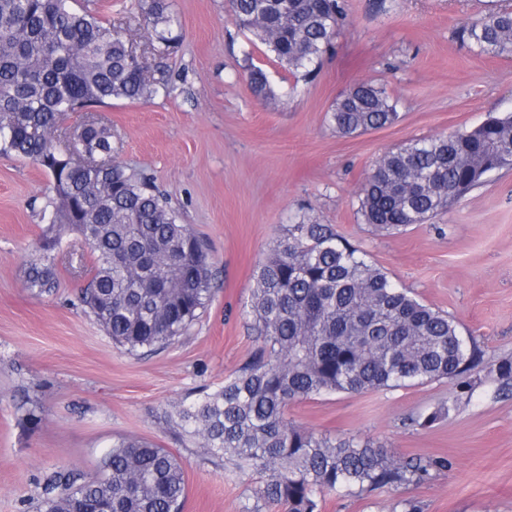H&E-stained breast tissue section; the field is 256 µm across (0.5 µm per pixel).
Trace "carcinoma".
Returning a JSON list of instances; mask_svg holds the SVG:
<instances>
[{
	"instance_id": "1",
	"label": "carcinoma",
	"mask_w": 512,
	"mask_h": 512,
	"mask_svg": "<svg viewBox=\"0 0 512 512\" xmlns=\"http://www.w3.org/2000/svg\"><path fill=\"white\" fill-rule=\"evenodd\" d=\"M232 20L290 70L312 72L335 50L347 0H229ZM152 49L177 47L179 20L167 0H139ZM479 55L512 54V7L490 4L456 30ZM251 91L275 97L265 73L249 70ZM171 78L134 54L124 28L78 0H0V154L27 159L55 192L40 257L27 270L37 294L58 285L52 254L75 232L89 245L83 305L112 341L134 353L182 336L204 309L215 274L204 242L179 220L144 171L112 155V100L147 102L170 93ZM76 112L77 126H66ZM399 118L385 88L362 83L336 100L330 122L350 136ZM512 166V114L474 128L421 137L385 152L359 196L377 229L424 224ZM246 323L260 343L224 384L167 414L211 455L261 475L248 512H321L326 494H362L420 483L445 460L398 457L370 440L318 435L288 421V406L329 393L459 380L479 359L473 337L418 300L366 254L314 221L288 225L259 263ZM512 389V362L495 368ZM183 462L141 439H123L97 475L60 470L44 481L41 512H180Z\"/></svg>"
}]
</instances>
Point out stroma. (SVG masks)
I'll return each mask as SVG.
<instances>
[{
  "label": "stroma",
  "instance_id": "stroma-1",
  "mask_svg": "<svg viewBox=\"0 0 512 512\" xmlns=\"http://www.w3.org/2000/svg\"><path fill=\"white\" fill-rule=\"evenodd\" d=\"M138 0H96L99 15L127 28L150 66L175 89L153 101H113L106 116L119 161L148 173L208 246L218 273L199 319L168 347L129 354L79 296L92 264L88 244L63 237L59 288L26 286L34 244L53 192L36 165L0 155V512H37L45 478L65 468L94 476L121 438L169 449L185 464L183 512H245L258 474L204 453L164 420L223 384L256 351L243 316L257 265L288 225L313 220L366 252L424 303L453 317L483 357L466 386H413L331 393L292 403L287 418L327 436L372 439L394 455L447 460L429 480L361 496L326 495L322 512H512V396L494 372L512 361V168L423 224L380 231L358 214L373 164L410 140L474 127L512 112V55L476 54L456 39L486 0H348L334 53L305 78L282 68L230 19L228 0H170L181 22L174 53L161 55L137 20ZM261 68L275 101L257 99L245 72ZM360 83L384 86L399 120L354 136L328 113ZM448 404L426 428L414 417Z\"/></svg>",
  "mask_w": 512,
  "mask_h": 512
}]
</instances>
